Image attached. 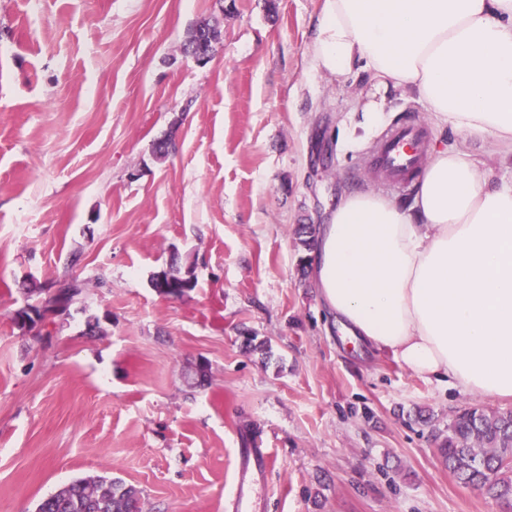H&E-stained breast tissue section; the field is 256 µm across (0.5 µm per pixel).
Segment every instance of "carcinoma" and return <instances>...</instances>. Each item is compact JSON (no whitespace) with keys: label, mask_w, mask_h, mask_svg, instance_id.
Returning a JSON list of instances; mask_svg holds the SVG:
<instances>
[{"label":"carcinoma","mask_w":512,"mask_h":512,"mask_svg":"<svg viewBox=\"0 0 512 512\" xmlns=\"http://www.w3.org/2000/svg\"><path fill=\"white\" fill-rule=\"evenodd\" d=\"M84 294L75 279L58 284L57 298L71 305ZM439 452L464 485L512 502V411L473 406L450 423ZM36 512H142L140 491L117 478L88 476L43 498Z\"/></svg>","instance_id":"cac0c4a2"}]
</instances>
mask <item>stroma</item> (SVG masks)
<instances>
[{"label":"stroma","instance_id":"35a3bbf8","mask_svg":"<svg viewBox=\"0 0 512 512\" xmlns=\"http://www.w3.org/2000/svg\"><path fill=\"white\" fill-rule=\"evenodd\" d=\"M323 6L0 0V512L90 475L135 486L143 512H224L247 423L274 455L266 512H503L438 437L512 400L354 349L303 270L297 225L386 189L380 134L356 127L367 76L338 81L309 52ZM208 19L220 44L200 67L180 47ZM408 121L459 140L393 97L386 126ZM173 260L197 280L180 298L150 285ZM70 279L84 301L15 327L28 291Z\"/></svg>","mask_w":512,"mask_h":512}]
</instances>
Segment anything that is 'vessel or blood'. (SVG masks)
Returning a JSON list of instances; mask_svg holds the SVG:
<instances>
[{
    "label": "vessel or blood",
    "mask_w": 512,
    "mask_h": 512,
    "mask_svg": "<svg viewBox=\"0 0 512 512\" xmlns=\"http://www.w3.org/2000/svg\"><path fill=\"white\" fill-rule=\"evenodd\" d=\"M425 156L424 131L419 125L410 123L387 131L373 156V166L385 182L402 186L422 170ZM271 462L269 449L260 447L256 440L241 438L234 487L225 503L227 512H260V480Z\"/></svg>",
    "instance_id": "b4317fda"
}]
</instances>
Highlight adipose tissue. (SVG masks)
Wrapping results in <instances>:
<instances>
[{
  "label": "adipose tissue",
  "mask_w": 512,
  "mask_h": 512,
  "mask_svg": "<svg viewBox=\"0 0 512 512\" xmlns=\"http://www.w3.org/2000/svg\"><path fill=\"white\" fill-rule=\"evenodd\" d=\"M375 100L424 101L438 132L512 156V0H325L309 46ZM314 272L355 345L427 381L512 397V181L495 182L462 146L436 142L411 201L346 194L321 228Z\"/></svg>",
  "instance_id": "ef3b65f1"
}]
</instances>
